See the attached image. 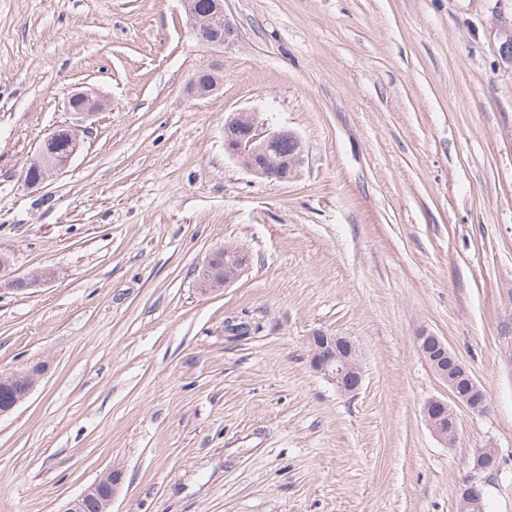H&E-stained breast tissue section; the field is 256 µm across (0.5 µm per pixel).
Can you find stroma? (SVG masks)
<instances>
[{
  "mask_svg": "<svg viewBox=\"0 0 512 512\" xmlns=\"http://www.w3.org/2000/svg\"><path fill=\"white\" fill-rule=\"evenodd\" d=\"M224 10L218 49L181 0H0V253L9 278L54 273L0 288V374L48 367L0 418V512H64L113 469L112 512H457L473 479L512 512V0ZM88 89L108 107L83 151L28 188ZM244 110L300 137L298 179L225 154ZM227 245L250 265L201 293ZM319 329L355 342L357 393L312 370ZM425 331L487 397L450 447L423 419L449 397ZM487 446L503 467L475 474ZM223 65L212 63L198 71L187 85V94L191 98H204L215 93L223 80Z\"/></svg>",
  "mask_w": 512,
  "mask_h": 512,
  "instance_id": "stroma-1",
  "label": "stroma"
}]
</instances>
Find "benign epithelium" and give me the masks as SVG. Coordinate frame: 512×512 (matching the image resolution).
Instances as JSON below:
<instances>
[{
    "label": "benign epithelium",
    "mask_w": 512,
    "mask_h": 512,
    "mask_svg": "<svg viewBox=\"0 0 512 512\" xmlns=\"http://www.w3.org/2000/svg\"><path fill=\"white\" fill-rule=\"evenodd\" d=\"M191 22L193 33L201 43L223 48L228 43L231 25L224 11V0H182ZM223 65L219 62L198 71L187 85L192 98H204L215 93L223 80ZM104 108L103 101L89 90L75 91L67 100V111L76 121L52 128L41 139L33 160L40 162L41 174L35 180H24L30 188H38L64 170L81 151L92 126L87 121ZM64 136L69 146L62 155L49 150L51 142ZM292 145L288 160H281L277 150L283 142ZM224 151L249 173L259 179L284 183L298 176L305 163L304 150L298 135L285 128L269 124L260 113L241 111L224 122ZM224 254L232 256L235 264L224 265V285L233 283L250 264L249 254L229 246ZM218 253L207 258L199 276L200 290L211 291L217 271ZM312 369L333 383L339 391L351 394L359 390L363 375L355 343L346 336L317 330L309 336ZM420 354L435 375L448 386L455 403L474 413L486 408V395L474 381L466 366L448 348L446 341L424 331L417 337ZM46 372V365L38 362L0 376V386L7 387L16 381L25 383L23 395L13 404L0 407V417L10 414L35 389ZM423 418L430 432L446 446L456 438V415L448 402L433 398L423 408ZM473 470L478 473L495 472L500 468L497 449L479 448L472 456ZM122 484V473L110 470L68 504L65 512H110L112 502ZM485 484L472 481L460 490L459 499L466 512H484Z\"/></svg>",
    "instance_id": "obj_1"
}]
</instances>
